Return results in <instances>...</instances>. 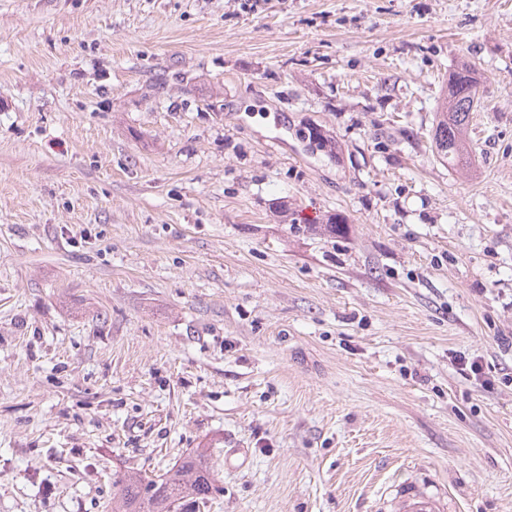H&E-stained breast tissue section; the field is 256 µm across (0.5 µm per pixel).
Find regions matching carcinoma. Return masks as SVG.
Returning <instances> with one entry per match:
<instances>
[{
  "instance_id": "cac0c4a2",
  "label": "carcinoma",
  "mask_w": 512,
  "mask_h": 512,
  "mask_svg": "<svg viewBox=\"0 0 512 512\" xmlns=\"http://www.w3.org/2000/svg\"><path fill=\"white\" fill-rule=\"evenodd\" d=\"M479 85L474 68L462 63L448 78L432 141L437 154L455 168L470 164L466 135ZM220 491L208 464L207 449L197 448L160 475L128 468L112 480V512H203Z\"/></svg>"
}]
</instances>
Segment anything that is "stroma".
Segmentation results:
<instances>
[{"label":"stroma","mask_w":512,"mask_h":512,"mask_svg":"<svg viewBox=\"0 0 512 512\" xmlns=\"http://www.w3.org/2000/svg\"><path fill=\"white\" fill-rule=\"evenodd\" d=\"M503 336L512 0H0V512H512ZM474 71L470 64L462 63L450 75L432 129L437 154L453 168L466 169L473 152L466 135L479 85ZM207 449L196 448L163 474L147 476L128 468L112 480V512H201L221 489L208 464ZM437 497L418 489H409L401 498L399 512H441Z\"/></svg>","instance_id":"1"}]
</instances>
